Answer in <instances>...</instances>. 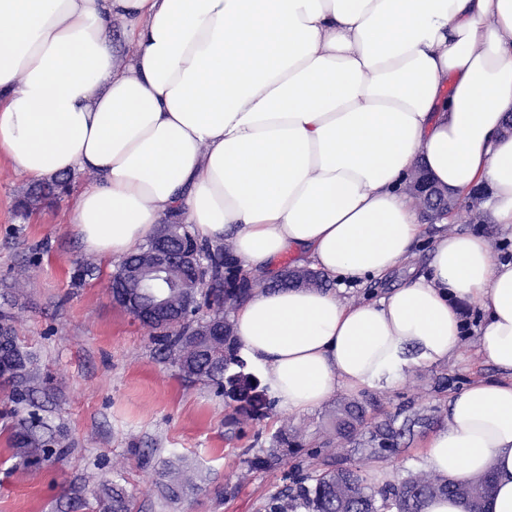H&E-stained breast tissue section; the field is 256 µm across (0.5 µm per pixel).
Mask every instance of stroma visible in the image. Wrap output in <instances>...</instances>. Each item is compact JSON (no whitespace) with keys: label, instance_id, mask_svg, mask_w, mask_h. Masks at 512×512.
<instances>
[{"label":"stroma","instance_id":"35a3bbf8","mask_svg":"<svg viewBox=\"0 0 512 512\" xmlns=\"http://www.w3.org/2000/svg\"><path fill=\"white\" fill-rule=\"evenodd\" d=\"M26 179L6 159H0V307L9 311L19 342L30 353L40 388L47 392L38 404L12 402V385L0 379V512H59L71 485L92 497L102 481L119 483L132 498L134 512H264L273 495L283 491L300 470L325 469L339 458L359 464L368 482L382 484L410 473L427 474L420 455L426 437L418 432L395 455L384 460H359L339 449H291L272 470H255L246 460L267 449L269 437L281 429L304 435H328L334 399L299 416L271 402L266 415L246 419L228 429L231 414L213 388L192 383L162 362L149 331L114 304L105 288L112 275L97 266L92 279H73L77 262L85 260L70 222L71 200L30 217H21L15 200ZM487 200L470 195L449 215L447 230L487 237L497 259L512 261V230L487 219ZM436 225L417 246L414 264H401L384 281L351 283L347 298H372L424 272ZM29 265L34 287L15 288V271ZM464 336L448 362L408 372L394 386L372 390L369 416L382 417L413 407H436L445 418L450 395L474 379H494L498 371L478 351L482 315L464 308ZM448 389H437L440 378ZM38 418L63 432L69 448L63 460L40 469L17 466L7 440L19 420ZM147 461H140L139 452ZM177 453L201 474L197 494L177 502L160 494L164 461Z\"/></svg>","mask_w":512,"mask_h":512}]
</instances>
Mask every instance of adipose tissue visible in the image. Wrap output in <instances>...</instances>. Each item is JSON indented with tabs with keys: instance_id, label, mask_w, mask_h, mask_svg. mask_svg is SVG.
<instances>
[{
	"instance_id": "adipose-tissue-1",
	"label": "adipose tissue",
	"mask_w": 512,
	"mask_h": 512,
	"mask_svg": "<svg viewBox=\"0 0 512 512\" xmlns=\"http://www.w3.org/2000/svg\"><path fill=\"white\" fill-rule=\"evenodd\" d=\"M511 114L512 0H0V155L34 183L94 173L70 222L107 265L173 217L248 272L384 278L427 232L416 167L488 187L512 227ZM428 268L375 300L256 289L235 336L297 416L447 361L479 309L502 376L449 398L422 458L492 473L485 512H512V262L443 231Z\"/></svg>"
}]
</instances>
